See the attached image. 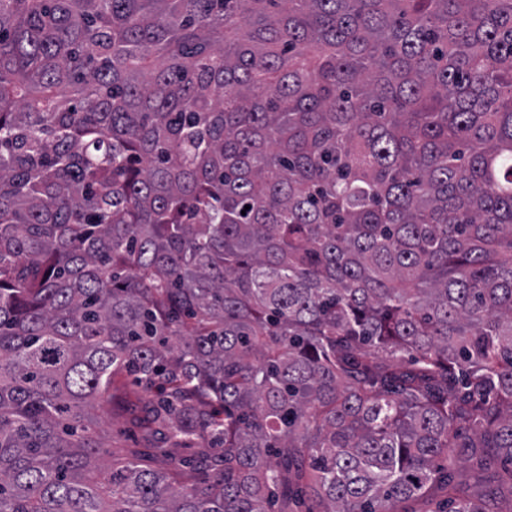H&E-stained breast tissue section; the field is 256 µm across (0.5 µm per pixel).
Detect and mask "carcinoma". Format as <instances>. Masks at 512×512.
I'll return each instance as SVG.
<instances>
[{"instance_id":"cac0c4a2","label":"carcinoma","mask_w":512,"mask_h":512,"mask_svg":"<svg viewBox=\"0 0 512 512\" xmlns=\"http://www.w3.org/2000/svg\"><path fill=\"white\" fill-rule=\"evenodd\" d=\"M308 481L512 512V0H0V512ZM125 391H114L113 399L109 397L97 411L100 425L112 437V444L135 451L142 463L155 467L153 446L142 430L131 421Z\"/></svg>"}]
</instances>
